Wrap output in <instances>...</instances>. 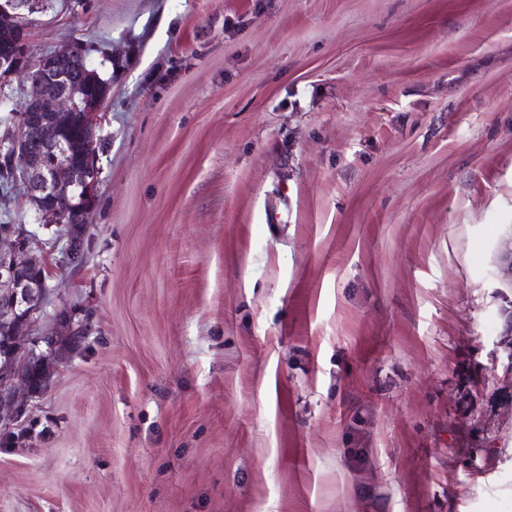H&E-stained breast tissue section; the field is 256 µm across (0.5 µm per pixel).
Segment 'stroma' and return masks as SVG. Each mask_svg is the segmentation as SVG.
<instances>
[{"label": "stroma", "instance_id": "stroma-1", "mask_svg": "<svg viewBox=\"0 0 512 512\" xmlns=\"http://www.w3.org/2000/svg\"><path fill=\"white\" fill-rule=\"evenodd\" d=\"M110 80L0 512H512V0H43ZM0 224L39 230L0 180ZM497 276L501 283L512 288V236L502 239L497 255Z\"/></svg>", "mask_w": 512, "mask_h": 512}]
</instances>
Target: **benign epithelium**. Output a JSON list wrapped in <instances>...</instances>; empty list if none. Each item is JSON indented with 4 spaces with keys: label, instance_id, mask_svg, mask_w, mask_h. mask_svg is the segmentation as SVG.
I'll list each match as a JSON object with an SVG mask.
<instances>
[{
    "label": "benign epithelium",
    "instance_id": "7a95c632",
    "mask_svg": "<svg viewBox=\"0 0 512 512\" xmlns=\"http://www.w3.org/2000/svg\"><path fill=\"white\" fill-rule=\"evenodd\" d=\"M39 0H3L0 28L13 27L20 33L14 52L0 53V81L20 75L25 83V103L20 125L34 123L45 133L38 148L25 138L11 135L0 141V154L13 161L11 179L22 183L42 226L66 228L61 248L63 263L78 260L79 229H87L95 206L92 192L97 168L71 161L69 143L60 136L76 114L83 128L95 140L98 103L85 101L82 90L71 77L57 69L52 53L33 59L27 49L28 18ZM44 242L23 224L0 231V325L13 337L10 355L19 356L0 368V428L15 425L23 416L28 399L39 393L35 378L43 375L55 359L54 344L60 336L82 333L70 315L56 316V327L41 329V317L52 293L49 263L41 255ZM497 276L512 288V236L502 239L497 255Z\"/></svg>",
    "mask_w": 512,
    "mask_h": 512
}]
</instances>
